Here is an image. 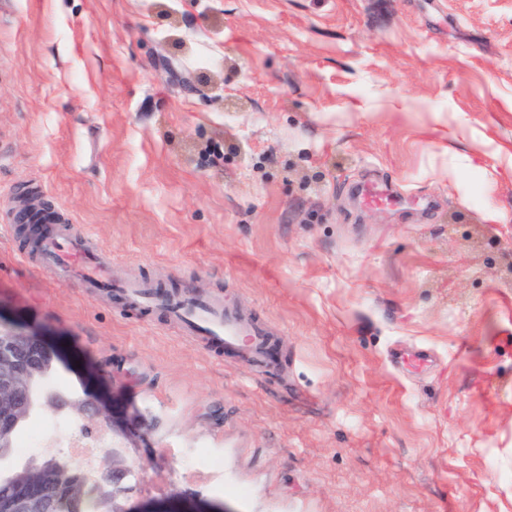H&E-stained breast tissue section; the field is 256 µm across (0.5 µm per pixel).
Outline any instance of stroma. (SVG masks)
Masks as SVG:
<instances>
[{
    "label": "stroma",
    "mask_w": 512,
    "mask_h": 512,
    "mask_svg": "<svg viewBox=\"0 0 512 512\" xmlns=\"http://www.w3.org/2000/svg\"><path fill=\"white\" fill-rule=\"evenodd\" d=\"M29 198L277 365L58 283ZM0 325L141 408L126 506L512 512V0H0ZM182 452L185 456L197 460L193 462L196 464L193 470L204 472L211 483L210 485L215 486L224 478V470L218 458L210 456L205 460H201L200 458L198 459L190 449H184Z\"/></svg>",
    "instance_id": "1"
}]
</instances>
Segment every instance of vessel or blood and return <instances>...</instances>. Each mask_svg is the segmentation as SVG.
<instances>
[{"label": "vessel or blood", "mask_w": 512, "mask_h": 512, "mask_svg": "<svg viewBox=\"0 0 512 512\" xmlns=\"http://www.w3.org/2000/svg\"><path fill=\"white\" fill-rule=\"evenodd\" d=\"M41 259L64 281H78L90 295L118 294L128 303L157 311L177 327L185 339L235 352L249 362H268L271 338L252 319L225 309L222 299L188 295L181 302L160 301L149 284L132 281L115 285L112 262L97 240L65 222L51 230L43 241Z\"/></svg>", "instance_id": "obj_1"}]
</instances>
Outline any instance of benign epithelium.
Returning a JSON list of instances; mask_svg holds the SVG:
<instances>
[{
	"instance_id": "obj_1",
	"label": "benign epithelium",
	"mask_w": 512,
	"mask_h": 512,
	"mask_svg": "<svg viewBox=\"0 0 512 512\" xmlns=\"http://www.w3.org/2000/svg\"><path fill=\"white\" fill-rule=\"evenodd\" d=\"M47 206L22 208L18 220L23 225L43 224V215ZM47 357L57 362L61 360L58 350L49 346L35 331L0 329V444L6 436L21 422L28 419L34 409L40 405L50 407L56 412L75 413L97 419V425L112 432V435L124 441L127 448H145L148 446V425L141 410L132 403L124 401L122 390L112 388V404L91 401L75 402L62 393L34 400L29 395V382L39 370L41 359ZM46 466L28 465L21 476L20 491L15 495L18 512H54L52 501L38 494L40 480ZM135 466L128 462L119 448L112 449V464L98 470L95 489L99 495L112 498V512H169L163 505L151 509L127 508L120 498L134 488L132 478Z\"/></svg>"
}]
</instances>
